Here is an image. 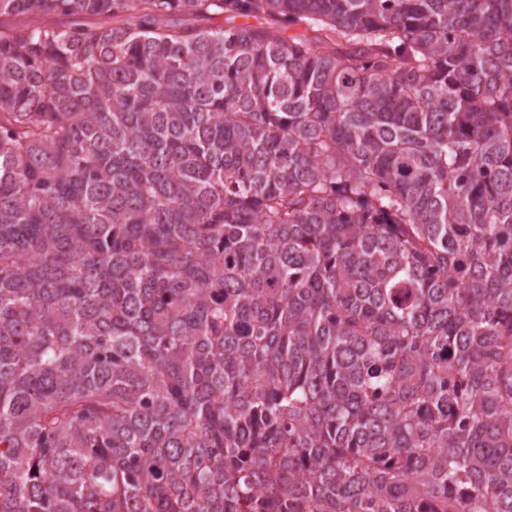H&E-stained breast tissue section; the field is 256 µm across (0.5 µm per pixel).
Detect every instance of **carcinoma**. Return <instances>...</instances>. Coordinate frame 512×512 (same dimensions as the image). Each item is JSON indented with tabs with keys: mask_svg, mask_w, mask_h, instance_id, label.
Here are the masks:
<instances>
[{
	"mask_svg": "<svg viewBox=\"0 0 512 512\" xmlns=\"http://www.w3.org/2000/svg\"><path fill=\"white\" fill-rule=\"evenodd\" d=\"M50 13L126 23L0 30V512H512V0ZM175 22H182L188 25H194L203 28H231L246 22L245 18L236 17L234 19L228 18L225 14H213L207 17H194V16H181L178 15L174 18Z\"/></svg>",
	"mask_w": 512,
	"mask_h": 512,
	"instance_id": "obj_1",
	"label": "carcinoma"
}]
</instances>
